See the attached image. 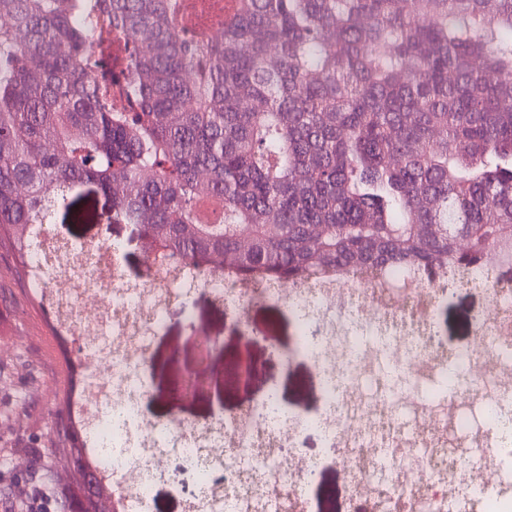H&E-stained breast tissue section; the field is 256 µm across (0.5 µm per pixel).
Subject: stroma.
<instances>
[{
	"mask_svg": "<svg viewBox=\"0 0 512 512\" xmlns=\"http://www.w3.org/2000/svg\"><path fill=\"white\" fill-rule=\"evenodd\" d=\"M78 194L92 205V219L75 223L65 210H58L53 219L56 233L77 243L104 237L127 241L122 264L128 277L137 279L145 259L134 226L111 223V209L102 195L86 187ZM16 266L13 252L0 248V503H12L15 512H23L31 496L40 494L46 497L49 512H61L65 488L47 484L46 478L54 466L70 369L80 361L72 339L54 332L48 307L29 279L17 276ZM185 305V310H172L152 342V393L144 403L148 418L202 423L260 398L271 388L288 409L301 414L317 410L320 392L311 363L283 358L297 342V322L287 304L252 308L244 330L205 292L192 293ZM487 306L484 289L449 291L433 315L440 340L452 350L471 345L475 321ZM199 328L219 340L206 363L195 334ZM245 332L250 342H243ZM187 376L197 379L200 394L174 399L175 386ZM309 495L314 512H343L342 472L325 468L322 482Z\"/></svg>",
	"mask_w": 512,
	"mask_h": 512,
	"instance_id": "stroma-1",
	"label": "stroma"
}]
</instances>
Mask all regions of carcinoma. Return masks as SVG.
Instances as JSON below:
<instances>
[{
    "instance_id": "cac0c4a2",
    "label": "carcinoma",
    "mask_w": 512,
    "mask_h": 512,
    "mask_svg": "<svg viewBox=\"0 0 512 512\" xmlns=\"http://www.w3.org/2000/svg\"><path fill=\"white\" fill-rule=\"evenodd\" d=\"M0 242L91 186L143 255L280 281L512 271V0H0ZM101 22L132 111L94 71ZM475 431L438 442L478 463ZM101 482L86 512H112ZM96 43L103 51L104 57L112 68L113 82L109 90L112 107L131 110V101L123 92V78L121 65L124 57L134 52V45L118 39L112 30L107 26L98 29L96 34Z\"/></svg>"
}]
</instances>
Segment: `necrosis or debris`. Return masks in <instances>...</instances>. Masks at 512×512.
Wrapping results in <instances>:
<instances>
[{
	"instance_id": "4bbe7bcc",
	"label": "necrosis or debris",
	"mask_w": 512,
	"mask_h": 512,
	"mask_svg": "<svg viewBox=\"0 0 512 512\" xmlns=\"http://www.w3.org/2000/svg\"><path fill=\"white\" fill-rule=\"evenodd\" d=\"M96 43L112 69L113 106L130 108L123 92L122 60L133 44L101 27ZM51 225L35 235L32 284L53 304L57 326L78 337L82 390L72 407L119 512H154L153 490L189 474L194 490L183 512H311L308 488L322 461L345 475V512H448L453 489L466 488L457 512H512V390L490 398L485 348L512 322V303L501 283L477 323L474 343L451 351L432 327L436 302L448 293L449 275L421 271L412 288L396 298L380 280H402L397 271L346 274L323 281L238 279L215 268L198 276L174 258L148 263L129 281L117 261L116 244L73 247L67 263H55ZM208 293L238 318L251 305L285 301L301 317L297 355L314 365L321 410L301 416L267 393L256 402L204 423L153 421L142 413L149 394L150 338L166 321L173 301L194 291ZM348 342L336 346V329ZM376 355L404 380L401 388L374 385L373 397L355 398L352 386L369 375L365 357ZM478 407L490 436L476 474L442 456L435 437L447 424L435 421V404ZM322 439L321 459L304 446L308 432Z\"/></svg>"
}]
</instances>
